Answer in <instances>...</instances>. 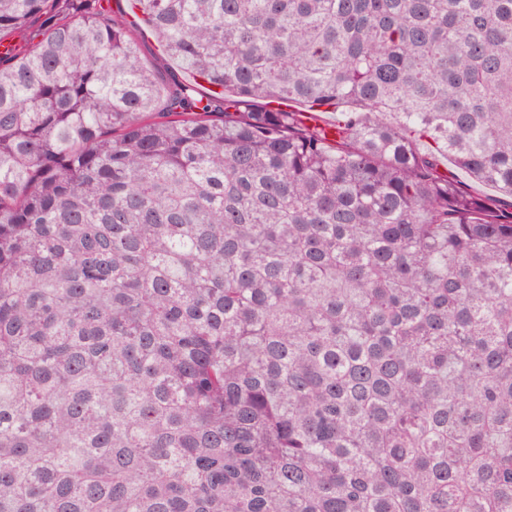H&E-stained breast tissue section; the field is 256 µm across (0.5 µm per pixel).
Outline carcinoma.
Returning a JSON list of instances; mask_svg holds the SVG:
<instances>
[{
	"label": "carcinoma",
	"instance_id": "1",
	"mask_svg": "<svg viewBox=\"0 0 512 512\" xmlns=\"http://www.w3.org/2000/svg\"><path fill=\"white\" fill-rule=\"evenodd\" d=\"M56 2L0 0V512H512V211L435 163L512 196V0H141L209 96ZM438 165L439 171L443 174L448 175V180L455 181L463 189L471 193L495 197L497 200L500 201L503 208L509 207L511 201L510 196L498 193L492 188H489L487 186H484L471 180L470 177L464 171L457 168L451 161H448L447 159L439 156Z\"/></svg>",
	"mask_w": 512,
	"mask_h": 512
}]
</instances>
